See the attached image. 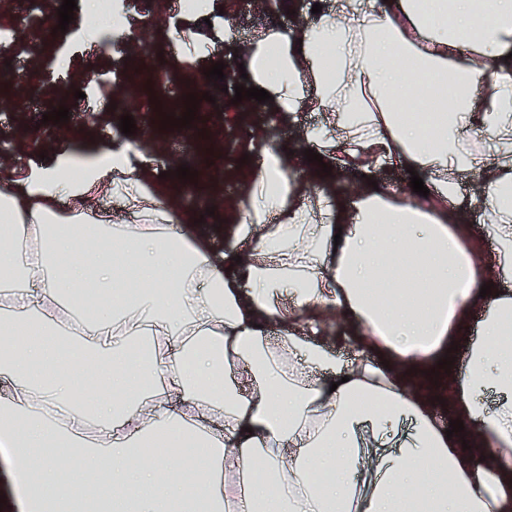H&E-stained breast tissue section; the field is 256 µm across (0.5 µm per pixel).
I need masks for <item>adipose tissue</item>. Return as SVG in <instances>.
<instances>
[{
	"label": "adipose tissue",
	"mask_w": 512,
	"mask_h": 512,
	"mask_svg": "<svg viewBox=\"0 0 512 512\" xmlns=\"http://www.w3.org/2000/svg\"><path fill=\"white\" fill-rule=\"evenodd\" d=\"M243 63L277 111L331 112L307 143L414 168L429 194L345 200L271 146L232 255L123 147L0 178V447L21 512H512V0H338ZM467 174L488 251L448 208ZM100 190L135 223L89 217ZM328 314L357 326L352 360L318 339ZM456 342L450 437L423 382Z\"/></svg>",
	"instance_id": "adipose-tissue-1"
}]
</instances>
